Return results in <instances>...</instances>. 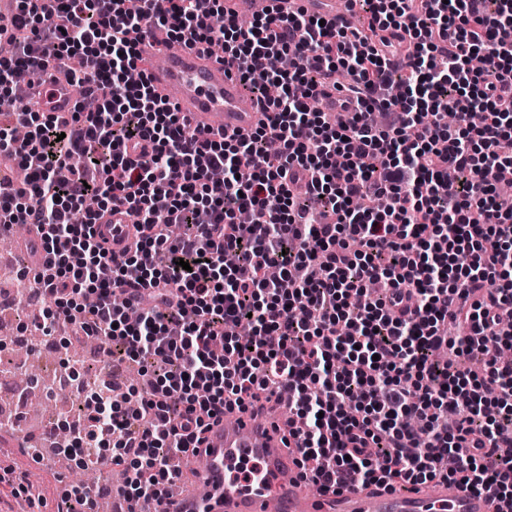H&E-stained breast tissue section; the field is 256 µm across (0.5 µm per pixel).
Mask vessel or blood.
Returning a JSON list of instances; mask_svg holds the SVG:
<instances>
[{"instance_id": "vessel-or-blood-1", "label": "vessel or blood", "mask_w": 512, "mask_h": 512, "mask_svg": "<svg viewBox=\"0 0 512 512\" xmlns=\"http://www.w3.org/2000/svg\"><path fill=\"white\" fill-rule=\"evenodd\" d=\"M282 12L305 10L339 15L336 0H225L226 12L237 16L260 13L269 4ZM142 57H160L148 72L152 85L193 128L209 131L221 125L246 139L265 118V105L247 93L238 77L224 71V56L177 41L163 42L151 34L139 36ZM76 97L65 77H58L40 105L44 112L73 111ZM95 239L122 255L134 234L133 219L125 208L104 212L93 226ZM283 433L270 419L246 423L240 413L225 414L208 433L203 468L195 459H182L189 482L173 483L153 512H496L488 494L459 482L439 484L430 494L365 487L354 483L338 492L310 494L282 442Z\"/></svg>"}]
</instances>
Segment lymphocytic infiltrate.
Returning a JSON list of instances; mask_svg holds the SVG:
<instances>
[{
  "label": "lymphocytic infiltrate",
  "mask_w": 512,
  "mask_h": 512,
  "mask_svg": "<svg viewBox=\"0 0 512 512\" xmlns=\"http://www.w3.org/2000/svg\"><path fill=\"white\" fill-rule=\"evenodd\" d=\"M349 5L363 29L303 11L216 28L223 0H19L0 92L60 69L89 107L13 101L0 160L28 178L0 189V223L41 235L45 333L76 325L149 369L130 390L141 412L97 393L72 429L80 463L110 449L122 500L162 499L171 458L201 454L214 419L261 413L284 389L300 475L320 490L459 480L512 512V363L498 357L512 197L497 191L512 166V0ZM144 30L222 51L256 97L278 84L263 125L198 135L142 74ZM400 69L403 96L385 95ZM336 84L359 110L333 125L310 100ZM135 139L149 148L132 156ZM114 206L136 229L119 260L90 230ZM244 321L251 335H226ZM444 348L482 355L483 372L439 363Z\"/></svg>",
  "instance_id": "1"
}]
</instances>
